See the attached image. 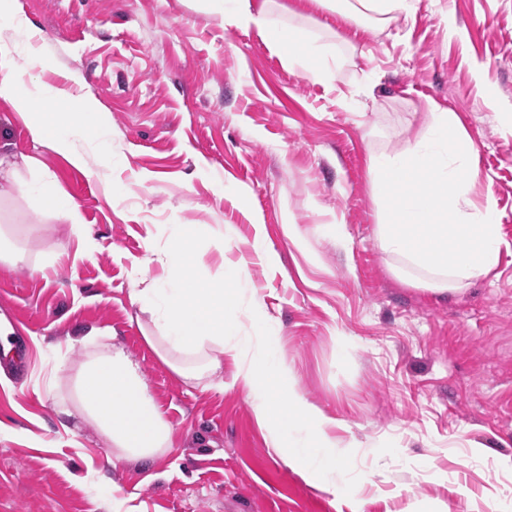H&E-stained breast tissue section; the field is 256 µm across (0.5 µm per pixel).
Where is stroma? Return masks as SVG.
<instances>
[{"label": "stroma", "instance_id": "obj_1", "mask_svg": "<svg viewBox=\"0 0 512 512\" xmlns=\"http://www.w3.org/2000/svg\"><path fill=\"white\" fill-rule=\"evenodd\" d=\"M413 2L408 20L376 32L310 0H276L279 20L352 49L320 84L254 28L192 0H10L25 24L0 39L40 32L47 65L33 76L68 92L54 111L94 101L129 165L105 167L81 138L90 163L75 169L0 99V154L37 159L99 244L83 255L69 222L27 192L0 203L28 256L0 264V317L29 337L20 372L0 382V512H411L432 502L484 512L492 496L512 512V472L495 464L512 458V0ZM442 111L474 144L476 199L492 197L504 245L494 275L440 298L390 274L367 165ZM225 183L249 193L224 197ZM288 219L304 247L288 239ZM173 224L223 230V245L195 247L212 287L247 260V293L278 330L282 367L337 421L331 434L362 481L356 497L309 484L269 447L232 357L223 386L192 388L146 344L130 290ZM257 240L276 265L255 257ZM104 327L139 361L172 428L153 460L116 462L93 423L56 411L58 360L78 366L82 336ZM473 448L487 451L485 465L472 464Z\"/></svg>", "mask_w": 512, "mask_h": 512}]
</instances>
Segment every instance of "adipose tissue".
Segmentation results:
<instances>
[{
  "instance_id": "ef3b65f1",
  "label": "adipose tissue",
  "mask_w": 512,
  "mask_h": 512,
  "mask_svg": "<svg viewBox=\"0 0 512 512\" xmlns=\"http://www.w3.org/2000/svg\"><path fill=\"white\" fill-rule=\"evenodd\" d=\"M225 23L255 27L288 67L315 83L330 82L346 62L330 45L306 30L287 31L272 17L270 0H202ZM353 23L383 28L409 17L412 0H313ZM18 49L0 40V98L10 101L35 141L65 156L80 170L88 166L74 143L86 129L106 138L108 113L92 101L67 112L50 111L60 95L32 79L44 66L37 49L28 68L16 63ZM368 181L377 206L375 235L390 260L392 274L433 295L452 296L474 279L496 270L503 240L493 202L479 206L473 194L480 183L475 148L452 112L431 113L414 141L399 150L369 157ZM199 229L174 224L164 250L166 277L130 290L132 304L149 316L146 344L185 384L212 386L225 355L239 359L238 376L255 404L259 425L289 466L312 485L349 496L359 480L339 455L330 431L336 422L299 397L276 358L277 330L258 302H251L254 333L241 335L234 307L248 278L246 262L225 270L226 288H212L195 270L193 249ZM112 332L94 329L82 342L85 361L68 377L73 402L58 412L91 420L115 451L117 460L147 461L172 444V431L148 392L140 365L108 340Z\"/></svg>"
}]
</instances>
